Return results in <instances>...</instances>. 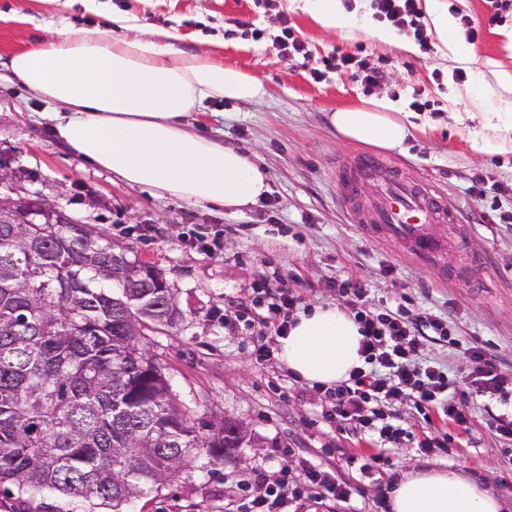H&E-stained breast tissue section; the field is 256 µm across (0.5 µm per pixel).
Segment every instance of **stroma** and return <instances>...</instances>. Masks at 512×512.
Returning <instances> with one entry per match:
<instances>
[{
    "label": "stroma",
    "mask_w": 512,
    "mask_h": 512,
    "mask_svg": "<svg viewBox=\"0 0 512 512\" xmlns=\"http://www.w3.org/2000/svg\"><path fill=\"white\" fill-rule=\"evenodd\" d=\"M478 30L465 43L472 64L444 61V47L408 52L379 44L364 32L324 33L298 0H0V165L13 183L46 196L80 221L124 247L128 260L147 264L168 283L182 312L176 324L146 323L142 346L162 367L182 407L201 433L223 419L246 423L251 436L224 459L196 451L168 482L123 504V512H237L254 468L276 475L307 459L335 468L355 492L345 503L323 502L318 512H378L376 498L389 477L403 479L430 468L451 470L493 493L500 512H512V440L487 427V412L508 407L498 398L474 396L469 431L448 425L447 453L418 447L423 420L409 403L398 405L408 435L388 449L382 470L361 473L366 444L330 428L319 386L295 377L276 354L274 334L254 319L260 288L289 289L299 311L317 305L345 308L342 281L362 285L376 310L405 305L411 316L432 313L452 335L487 349L503 374H512V152L477 153L470 131L480 129L468 98L455 91L489 92L491 64L512 71V53L499 32L512 27V7L493 0H444ZM124 13L144 29L166 28L191 53L256 75L266 95L258 102L209 101L205 113L183 118L184 127L249 155L267 176L270 191L256 206L235 211L210 203L153 196L76 154L56 132L64 105L45 101L20 81L6 80L11 56L36 47L65 27L104 29ZM287 15L307 57L285 54L277 37ZM262 29L254 38L253 29ZM352 55L362 67L323 69L324 58ZM320 78H313V70ZM380 74L364 82L365 70ZM384 98L405 112L413 128L402 148L384 151L415 183L434 186L461 223L432 225L447 243L436 265L403 257L398 245L367 240L339 198L336 169L360 151L337 136L327 116L340 108ZM490 189L478 193L475 176ZM483 263L470 269L482 280L468 287L452 277L466 265V248ZM268 355L258 359V349ZM0 512H112L81 498L44 492L23 503L0 495Z\"/></svg>",
    "instance_id": "obj_1"
}]
</instances>
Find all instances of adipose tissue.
<instances>
[{"instance_id": "1", "label": "adipose tissue", "mask_w": 512, "mask_h": 512, "mask_svg": "<svg viewBox=\"0 0 512 512\" xmlns=\"http://www.w3.org/2000/svg\"><path fill=\"white\" fill-rule=\"evenodd\" d=\"M302 9L325 32L363 30L373 39L402 45L393 29L347 13L340 0H302ZM426 13L447 48L448 61L467 65L442 0H425ZM111 29L65 30L38 49L12 55L15 78L50 102L68 107L56 126L78 154L131 186L157 197H176L228 209L257 204L269 191L267 175L245 153L184 129L183 117L200 113L207 100L257 102L266 90L255 75L213 61L207 49L184 52L176 33L143 30L133 18L112 17ZM497 89L474 99L482 120L472 132L483 155L512 151V73H494ZM343 139L388 150L402 147L409 126L380 99L341 108L329 116ZM354 318L335 307L300 313L279 356L299 379L320 385L346 380L363 359ZM392 512H499L494 494L454 472L429 469L406 476L389 493Z\"/></svg>"}]
</instances>
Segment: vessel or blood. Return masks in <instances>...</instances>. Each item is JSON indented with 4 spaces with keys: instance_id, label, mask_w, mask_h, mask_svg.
<instances>
[{
    "instance_id": "vessel-or-blood-1",
    "label": "vessel or blood",
    "mask_w": 512,
    "mask_h": 512,
    "mask_svg": "<svg viewBox=\"0 0 512 512\" xmlns=\"http://www.w3.org/2000/svg\"><path fill=\"white\" fill-rule=\"evenodd\" d=\"M379 178V195L372 208H365L355 187L369 178ZM340 195L353 223L372 240L389 239L404 244L411 258L429 262L442 250L430 226L453 224L456 214L447 203L427 188L408 182L391 171L384 159L359 154L342 164L337 172Z\"/></svg>"
}]
</instances>
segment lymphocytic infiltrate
<instances>
[{"label": "lymphocytic infiltrate", "mask_w": 512, "mask_h": 512, "mask_svg": "<svg viewBox=\"0 0 512 512\" xmlns=\"http://www.w3.org/2000/svg\"><path fill=\"white\" fill-rule=\"evenodd\" d=\"M379 17L396 26H409L421 49H428L426 29L420 21L417 0H374ZM347 306L362 335L361 367L351 371L347 380L331 388L332 402L327 420L338 432H359L368 438L374 450L368 455L365 470L382 461L387 449L396 447L406 434L395 404L413 401L424 416L441 414L456 426L465 427L473 419L464 398L456 397L447 372L436 363L421 361L417 352L426 333H433L448 346L463 349L473 364L469 383L476 391L500 400L512 397V376L498 372L486 349L462 346L459 339L449 337L441 317L426 314L412 318L403 310L376 312L365 302V290L346 288ZM267 314L262 325L275 335L285 336L294 322L296 300L283 288H268ZM241 512H288L301 500H349L353 487L336 478L332 472L310 463H302L300 472L282 468L276 480H268L264 470L254 471L247 486Z\"/></svg>", "instance_id": "lymphocytic-infiltrate-1"}]
</instances>
